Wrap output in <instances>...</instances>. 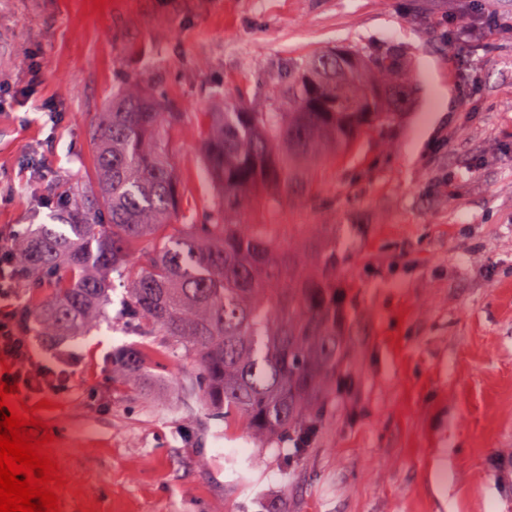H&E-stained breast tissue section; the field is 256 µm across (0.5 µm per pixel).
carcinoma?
<instances>
[{
    "mask_svg": "<svg viewBox=\"0 0 512 512\" xmlns=\"http://www.w3.org/2000/svg\"><path fill=\"white\" fill-rule=\"evenodd\" d=\"M394 88L416 90L407 50L365 43L288 63L266 103L224 97L202 153L216 198L203 223L166 234L188 191L169 143L181 113L126 81L93 115L91 173L63 186L65 223L13 240L20 282L50 289L27 310L32 335L96 330L118 280L128 327L197 360L184 399L263 444L310 436L347 355L343 256L332 236L298 239L293 224L246 216L308 197L324 161L348 158L363 135L389 138L403 114L387 96ZM143 360L138 347L113 354L112 379L134 381Z\"/></svg>",
    "mask_w": 512,
    "mask_h": 512,
    "instance_id": "carcinoma-1",
    "label": "carcinoma"
}]
</instances>
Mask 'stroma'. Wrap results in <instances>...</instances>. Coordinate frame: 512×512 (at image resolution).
<instances>
[{
	"label": "stroma",
	"instance_id": "35a3bbf8",
	"mask_svg": "<svg viewBox=\"0 0 512 512\" xmlns=\"http://www.w3.org/2000/svg\"><path fill=\"white\" fill-rule=\"evenodd\" d=\"M385 42L418 84L391 148L366 135L315 200L250 215L335 225L346 256L350 353L305 450L182 401L198 365L163 337L135 383L113 381V353L141 343L117 286L98 330L33 341L73 366L66 390L25 399L55 435L60 512H512V0H0V230L51 223L125 76L183 115L197 221L225 96L265 99L313 49Z\"/></svg>",
	"mask_w": 512,
	"mask_h": 512
}]
</instances>
